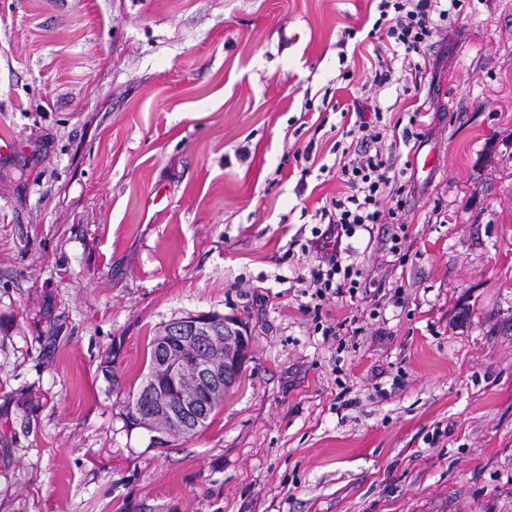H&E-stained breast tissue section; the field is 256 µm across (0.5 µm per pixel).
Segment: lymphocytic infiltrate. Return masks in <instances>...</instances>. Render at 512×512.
<instances>
[{
	"label": "lymphocytic infiltrate",
	"mask_w": 512,
	"mask_h": 512,
	"mask_svg": "<svg viewBox=\"0 0 512 512\" xmlns=\"http://www.w3.org/2000/svg\"><path fill=\"white\" fill-rule=\"evenodd\" d=\"M377 13L367 36L374 46L375 85L392 82L404 92L420 90L424 72L418 58L447 21L460 0H374ZM355 117L351 128L332 147L336 176L343 189L317 211L320 226L302 244L305 253H315L317 262L296 280L312 288L316 305H302L304 314L321 317V300L351 294L359 286L360 273L350 260L346 239L357 232H373L376 225L397 218L398 208H383V199H398L402 170L396 167L392 150L410 144L412 127L421 122L420 112L407 121H395L380 107L353 98L348 106Z\"/></svg>",
	"instance_id": "f902f5d3"
}]
</instances>
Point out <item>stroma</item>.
Segmentation results:
<instances>
[{"label": "stroma", "mask_w": 512, "mask_h": 512, "mask_svg": "<svg viewBox=\"0 0 512 512\" xmlns=\"http://www.w3.org/2000/svg\"><path fill=\"white\" fill-rule=\"evenodd\" d=\"M367 9L0 0V512H512V0L427 50L440 163L350 238L339 336L299 309L339 107L401 90L368 42L342 77ZM208 312L248 329L240 385L192 438L127 426L151 336Z\"/></svg>", "instance_id": "35a3bbf8"}]
</instances>
